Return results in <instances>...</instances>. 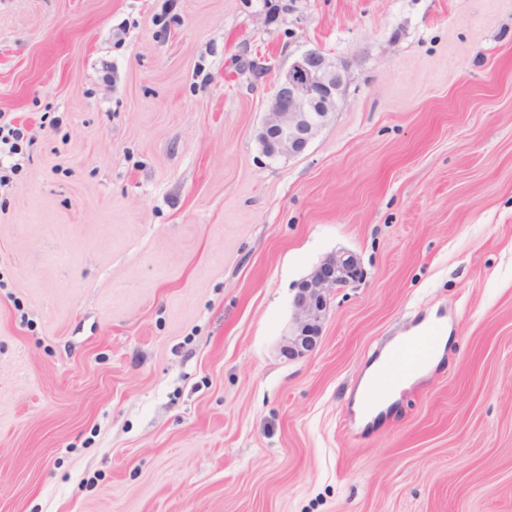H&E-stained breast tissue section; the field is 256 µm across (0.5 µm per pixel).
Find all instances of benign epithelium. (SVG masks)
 Returning a JSON list of instances; mask_svg holds the SVG:
<instances>
[{"label": "benign epithelium", "instance_id": "7a95c632", "mask_svg": "<svg viewBox=\"0 0 512 512\" xmlns=\"http://www.w3.org/2000/svg\"><path fill=\"white\" fill-rule=\"evenodd\" d=\"M347 86V68L316 49L302 53L279 76L256 139L268 158L297 156L326 125ZM355 256L340 252L324 260L298 285L293 299L294 330L282 353L290 359L313 351L322 335L331 298L362 279Z\"/></svg>", "mask_w": 512, "mask_h": 512}]
</instances>
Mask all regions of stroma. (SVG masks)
I'll return each instance as SVG.
<instances>
[{
	"mask_svg": "<svg viewBox=\"0 0 512 512\" xmlns=\"http://www.w3.org/2000/svg\"><path fill=\"white\" fill-rule=\"evenodd\" d=\"M312 48L345 94L267 158ZM0 113V512H512V0H0ZM433 312L441 362L360 426ZM347 86V68L316 49L280 75L256 139L268 158L297 156L326 125ZM3 115L0 113V158L5 155L9 158L22 154L20 144L25 139L23 128L17 127L5 121L2 124ZM362 276L355 256L340 252L324 260L299 283L293 299L294 330L281 345L288 359L303 357L315 349L331 298L337 290L360 281ZM387 358L384 354L378 361L373 362L365 371L361 380L359 389L356 393L354 401V410L357 416L360 417L365 423L371 422L381 412L389 409L397 400V392L402 387L397 386H384L378 387L375 391L372 389V382L377 370L383 366ZM371 396V401L367 397Z\"/></svg>",
	"mask_w": 512,
	"mask_h": 512,
	"instance_id": "obj_1",
	"label": "stroma"
}]
</instances>
